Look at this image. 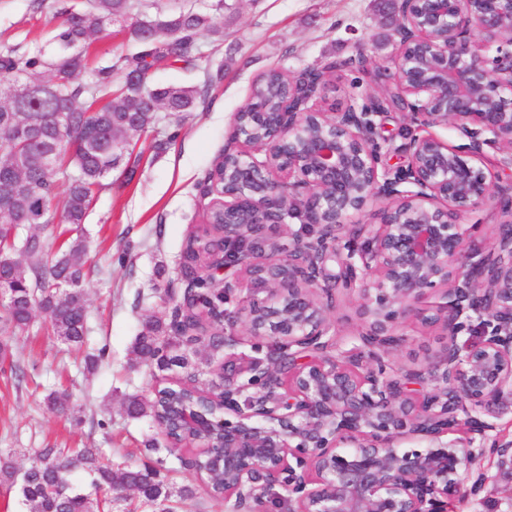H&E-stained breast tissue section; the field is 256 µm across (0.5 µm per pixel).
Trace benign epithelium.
<instances>
[{
	"mask_svg": "<svg viewBox=\"0 0 512 512\" xmlns=\"http://www.w3.org/2000/svg\"><path fill=\"white\" fill-rule=\"evenodd\" d=\"M396 0V55L389 83L404 103L349 99L317 109L327 79L307 68L291 80L276 120L255 141L231 119L224 177L223 243L209 271L224 275V296L247 290L233 311L202 310L186 280L183 310L237 327L276 348L265 359L224 358L219 412L183 409L177 421L196 445L224 449V500L233 512H271L280 486L288 512H448L453 495L487 451L512 475V442L473 447L512 414V181L499 182L484 149L512 168V0ZM482 34L477 39L476 34ZM399 112L409 126L402 168L379 165L376 118ZM451 127L459 148L432 129ZM479 205L499 215L490 247H473L461 217ZM378 209L381 222L362 218ZM299 219L298 231L287 229ZM339 266L335 271L331 264ZM356 292L360 345L342 349L328 311L334 286ZM265 292L260 298L257 291ZM438 294L425 315L447 343L438 360L411 369L388 363L403 341L400 319ZM479 321L480 344L461 354L458 337ZM263 381V391L242 393ZM464 427L469 441H443ZM429 443L402 448L405 440Z\"/></svg>",
	"mask_w": 512,
	"mask_h": 512,
	"instance_id": "1",
	"label": "benign epithelium"
}]
</instances>
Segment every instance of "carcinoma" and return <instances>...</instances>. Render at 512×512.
<instances>
[{
    "mask_svg": "<svg viewBox=\"0 0 512 512\" xmlns=\"http://www.w3.org/2000/svg\"><path fill=\"white\" fill-rule=\"evenodd\" d=\"M55 16L61 19L54 35L56 57L16 47L0 50V84L15 88L12 98L0 103V244L13 258L0 265V280L11 295L3 311L13 331L29 329L39 309L60 341L79 350L88 340L83 237L67 238L46 258L40 236L15 238L14 225L58 222L68 225L70 233L79 231L95 196L106 188L105 180L122 164L127 145L152 132L160 113L192 112L204 96L197 86L152 84L156 65L194 64L198 37L221 39L224 30L207 11L180 7L149 15L136 9L135 0H89L86 8L64 5ZM116 22L127 24L139 51L90 71L87 81L79 79L87 70L81 48ZM132 72L141 79L129 85L126 75ZM284 92L283 73L270 70L254 85L252 103L275 112ZM23 119L34 135L20 162L12 153L10 134ZM50 144L56 147L51 161L46 157ZM197 288L205 293L203 308H224V295L211 290L207 279L200 278ZM132 352L152 368L176 371L195 383L203 369L224 360V325H212L206 336H189L175 321L151 316L142 322ZM195 390L200 387L187 391L170 383L150 399L131 394L126 412L157 424L169 404L199 403ZM100 453L98 448H40L21 471L0 458V482L18 486L29 512H179L197 497L196 487H174L155 466H110L100 461ZM79 466L92 476L88 493L69 480Z\"/></svg>",
    "mask_w": 512,
    "mask_h": 512,
    "instance_id": "cac0c4a2",
    "label": "carcinoma"
}]
</instances>
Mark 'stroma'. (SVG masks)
<instances>
[{
    "mask_svg": "<svg viewBox=\"0 0 512 512\" xmlns=\"http://www.w3.org/2000/svg\"><path fill=\"white\" fill-rule=\"evenodd\" d=\"M52 0L36 7L32 0H0V48L55 55L57 27ZM396 15L392 0H224V43L214 47L210 36L198 40V60L190 68L156 71V85H207L208 92L182 126L160 122L134 150L133 179L114 170L112 186L102 192L83 226L91 272L84 283L88 341L84 353L97 355L92 372L74 361V353L54 335L49 319L37 314L29 330H0L9 347L8 363L0 364V456L16 467L29 464L39 448L93 447L103 462L130 458L139 463L148 441L162 435L150 420L129 418L127 394L151 395L155 386L174 380L139 363L131 352L146 315L171 320L172 308L158 293L183 294V252L186 242L207 220L210 198L201 185L216 158L230 145L231 117L251 100L255 82L279 68L294 76L331 61L342 67L333 74L323 111L352 97L357 75L350 58L364 54L371 66L390 67L395 52L390 34ZM128 28L113 24L85 49L88 68L114 62L136 52ZM168 143L156 153L155 140ZM408 339L395 347L389 361L410 367L434 361L446 342L440 331L425 328L415 316L406 319ZM69 394L81 416L49 410L50 392ZM180 456L159 451L176 484L194 483L197 499L186 512H231L232 502L212 510L204 492L205 476ZM455 512H512V476L495 462L471 472L453 498Z\"/></svg>",
    "mask_w": 512,
    "mask_h": 512,
    "instance_id": "obj_1",
    "label": "stroma"
}]
</instances>
